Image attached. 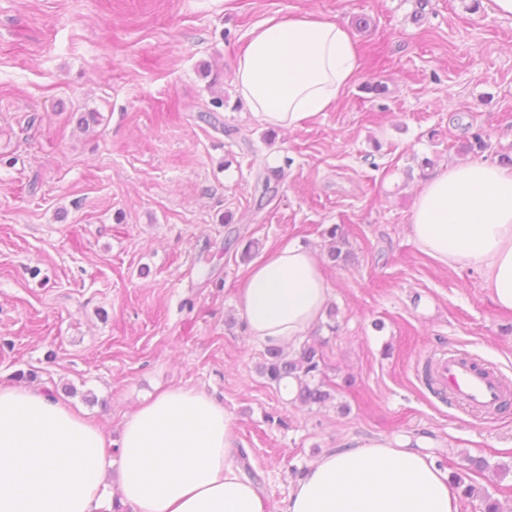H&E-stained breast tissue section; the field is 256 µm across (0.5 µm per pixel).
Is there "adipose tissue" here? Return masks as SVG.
<instances>
[{"label":"adipose tissue","instance_id":"adipose-tissue-1","mask_svg":"<svg viewBox=\"0 0 512 512\" xmlns=\"http://www.w3.org/2000/svg\"><path fill=\"white\" fill-rule=\"evenodd\" d=\"M360 67L351 32L305 12L254 27L233 83L267 126L292 130L333 108ZM409 230L441 265L477 270L495 303L512 311V168H437L417 192ZM330 295L318 250L287 243L251 267L237 308L253 342L295 346ZM234 426L206 393L170 388L127 415L114 464L105 431L67 403L0 385V512H111L115 501L130 512H265L242 471ZM283 512H458V498L428 455L380 437L324 452Z\"/></svg>","mask_w":512,"mask_h":512}]
</instances>
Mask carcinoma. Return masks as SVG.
<instances>
[{
	"instance_id": "cac0c4a2",
	"label": "carcinoma",
	"mask_w": 512,
	"mask_h": 512,
	"mask_svg": "<svg viewBox=\"0 0 512 512\" xmlns=\"http://www.w3.org/2000/svg\"><path fill=\"white\" fill-rule=\"evenodd\" d=\"M330 239L329 257L337 265L352 260L354 253L339 226L334 225L328 231ZM322 343L304 342L295 352H285L282 348L265 349L263 362L257 365L258 373L276 388L294 385V401L303 405H324L334 399V394L323 377ZM486 468L483 459L466 456L451 473V486L463 498L472 496V485L465 484L462 473Z\"/></svg>"
}]
</instances>
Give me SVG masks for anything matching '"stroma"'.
<instances>
[{
	"label": "stroma",
	"mask_w": 512,
	"mask_h": 512,
	"mask_svg": "<svg viewBox=\"0 0 512 512\" xmlns=\"http://www.w3.org/2000/svg\"><path fill=\"white\" fill-rule=\"evenodd\" d=\"M305 11L349 27L361 71L329 111L273 129L235 64L255 25ZM503 154L512 18L481 0H0V384L114 437L158 391H203L233 413L267 512L324 449L376 437L424 440L446 473L486 459L472 482L512 512V403L473 413L422 379L453 351L512 388V312L408 232L434 169ZM336 224L355 253L323 263L339 328L310 330L336 402L301 406L257 371L241 252L324 253Z\"/></svg>",
	"instance_id": "35a3bbf8"
}]
</instances>
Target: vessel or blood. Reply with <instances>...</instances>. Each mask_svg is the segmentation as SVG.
<instances>
[{
  "label": "vessel or blood",
  "instance_id": "1",
  "mask_svg": "<svg viewBox=\"0 0 512 512\" xmlns=\"http://www.w3.org/2000/svg\"><path fill=\"white\" fill-rule=\"evenodd\" d=\"M436 375L442 389L448 390L459 404L476 413L497 410L506 396L505 383L496 372L452 352L440 358Z\"/></svg>",
  "mask_w": 512,
  "mask_h": 512
}]
</instances>
